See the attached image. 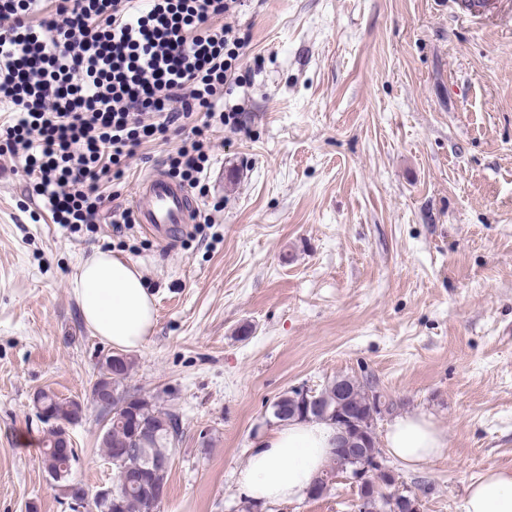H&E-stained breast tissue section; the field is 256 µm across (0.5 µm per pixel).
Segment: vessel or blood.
<instances>
[{"mask_svg": "<svg viewBox=\"0 0 512 512\" xmlns=\"http://www.w3.org/2000/svg\"><path fill=\"white\" fill-rule=\"evenodd\" d=\"M198 206L187 188L154 172L138 186L136 220L165 242H173L191 224Z\"/></svg>", "mask_w": 512, "mask_h": 512, "instance_id": "b4317fda", "label": "vessel or blood"}]
</instances>
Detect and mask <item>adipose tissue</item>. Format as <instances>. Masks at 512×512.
<instances>
[{"label": "adipose tissue", "instance_id": "ef3b65f1", "mask_svg": "<svg viewBox=\"0 0 512 512\" xmlns=\"http://www.w3.org/2000/svg\"><path fill=\"white\" fill-rule=\"evenodd\" d=\"M71 287L95 336L121 350L144 345L157 321L155 300L130 259L110 250L94 251L76 266ZM337 435L329 423L295 420L261 436L238 472L241 496L265 506L306 496L330 462ZM385 444L388 453L410 470L422 469L447 449L435 423L416 413L397 417ZM463 512H512V470L490 468L472 481Z\"/></svg>", "mask_w": 512, "mask_h": 512}]
</instances>
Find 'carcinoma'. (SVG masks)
<instances>
[{"label": "carcinoma", "instance_id": "cac0c4a2", "mask_svg": "<svg viewBox=\"0 0 512 512\" xmlns=\"http://www.w3.org/2000/svg\"><path fill=\"white\" fill-rule=\"evenodd\" d=\"M133 366L132 358L116 357L112 363L102 365L100 376L91 386L93 395L104 389L111 390L112 410L121 411L120 420L106 425L101 446L117 472V484L129 486L130 492L119 498L109 512H157L150 472L152 462L171 458L180 433L175 415L159 410L150 398L121 388ZM39 395L42 412L47 418V429L41 440L42 459L54 468L51 475L54 483L67 486L77 453L73 448L59 447L56 424L81 420L85 406L79 400L61 398L50 391L42 390ZM341 399L345 405L360 411V419L372 417L374 407L365 386L346 379ZM272 415L279 422L315 418V414L305 412L301 403L288 401L286 393L272 404Z\"/></svg>", "mask_w": 512, "mask_h": 512}]
</instances>
